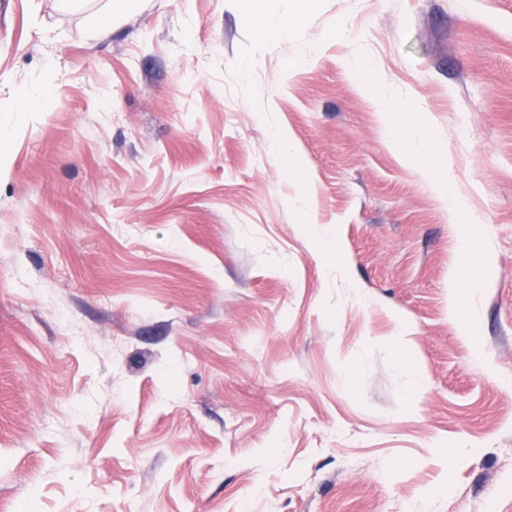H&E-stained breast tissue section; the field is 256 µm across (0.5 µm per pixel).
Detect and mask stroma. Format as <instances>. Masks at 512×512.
Returning <instances> with one entry per match:
<instances>
[{
  "mask_svg": "<svg viewBox=\"0 0 512 512\" xmlns=\"http://www.w3.org/2000/svg\"><path fill=\"white\" fill-rule=\"evenodd\" d=\"M112 2L0 0V512H512V0Z\"/></svg>",
  "mask_w": 512,
  "mask_h": 512,
  "instance_id": "35a3bbf8",
  "label": "stroma"
}]
</instances>
